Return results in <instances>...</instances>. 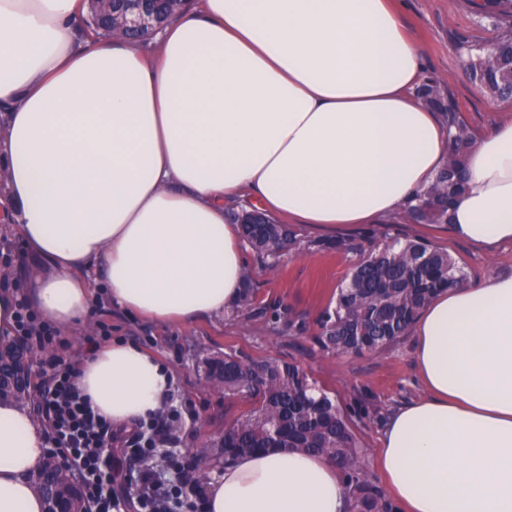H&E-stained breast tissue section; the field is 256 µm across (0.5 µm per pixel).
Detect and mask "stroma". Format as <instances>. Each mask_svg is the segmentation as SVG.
Instances as JSON below:
<instances>
[{
  "mask_svg": "<svg viewBox=\"0 0 512 512\" xmlns=\"http://www.w3.org/2000/svg\"><path fill=\"white\" fill-rule=\"evenodd\" d=\"M406 25L415 37L424 69L446 77L474 134L512 118V101L491 100L463 71L456 39L491 44L494 29L476 13L470 0H402ZM379 237L427 240L464 263L469 285L490 276H512V245L488 249L455 238L444 224H378ZM355 255L315 252L284 255L276 275L257 274L255 286L263 303L279 317L249 320L231 314L207 317L180 326H160L140 315L97 300L88 329L61 331L58 354L65 360L82 356L86 335L110 334L112 340L135 344L156 353L174 373V407L181 412L176 427L180 440L169 452L185 457L210 446L224 434L229 420L246 410L245 402L208 388L198 370L200 356L236 353L272 357L304 367L334 390L342 406L361 404L369 411L360 425L368 462H375L379 435L389 412L421 395L414 364V338L406 336L378 354L356 357L326 354L308 335L288 327L291 317L314 320L355 262Z\"/></svg>",
  "mask_w": 512,
  "mask_h": 512,
  "instance_id": "35a3bbf8",
  "label": "stroma"
}]
</instances>
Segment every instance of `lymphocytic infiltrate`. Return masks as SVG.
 I'll use <instances>...</instances> for the list:
<instances>
[{
    "label": "lymphocytic infiltrate",
    "instance_id": "1",
    "mask_svg": "<svg viewBox=\"0 0 512 512\" xmlns=\"http://www.w3.org/2000/svg\"><path fill=\"white\" fill-rule=\"evenodd\" d=\"M16 302L17 338L44 352L38 371L36 411L47 435L48 453L78 475L85 498L95 512H116L119 503L112 490L113 447L122 446L132 457L146 459L157 449L175 443L174 416L160 412L132 429H115L75 387V366L54 352L57 329L37 318L24 294H17ZM176 468L180 478L171 484L158 481L151 472H143L138 500L141 512H161L160 501L169 497L177 499L185 512H206L205 498L189 478L192 461H178Z\"/></svg>",
    "mask_w": 512,
    "mask_h": 512
}]
</instances>
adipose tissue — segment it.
I'll use <instances>...</instances> for the list:
<instances>
[{"label": "adipose tissue", "mask_w": 512, "mask_h": 512, "mask_svg": "<svg viewBox=\"0 0 512 512\" xmlns=\"http://www.w3.org/2000/svg\"><path fill=\"white\" fill-rule=\"evenodd\" d=\"M82 0H0V209L42 275L41 318L112 307L155 324L235 306L248 259L235 202L335 229L393 216L446 164L448 130L416 98L420 49L400 0H202L159 34L83 40ZM448 211L458 239L512 244V120L475 138ZM425 394L396 409L378 464L402 512H512V276L445 289L414 327ZM123 428L163 410L170 370L115 341L75 379ZM48 443L0 400V512H45ZM207 512H345L324 456H242Z\"/></svg>", "instance_id": "obj_1"}]
</instances>
